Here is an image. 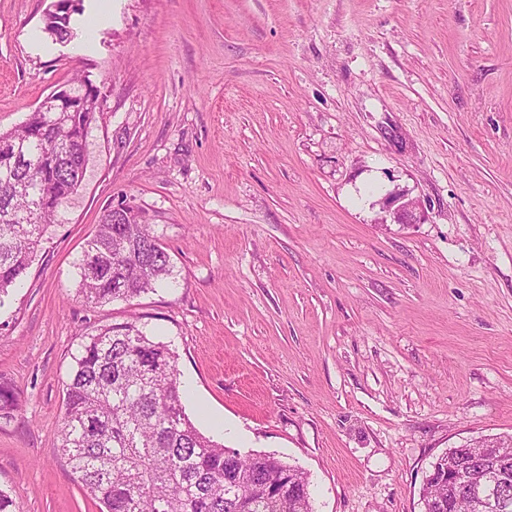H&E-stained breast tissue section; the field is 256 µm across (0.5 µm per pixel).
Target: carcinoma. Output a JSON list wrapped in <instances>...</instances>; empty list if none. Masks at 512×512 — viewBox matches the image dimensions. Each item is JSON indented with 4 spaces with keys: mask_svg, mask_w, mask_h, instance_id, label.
Here are the masks:
<instances>
[{
    "mask_svg": "<svg viewBox=\"0 0 512 512\" xmlns=\"http://www.w3.org/2000/svg\"><path fill=\"white\" fill-rule=\"evenodd\" d=\"M45 30L73 37L64 11L49 13ZM73 92L80 112L35 110L20 126L0 131V143L25 159L0 154V299L27 273L48 240L56 212L81 186L85 140L101 109V91L86 78ZM27 222H19V218ZM79 294L91 305L129 301L173 276L174 265L138 208L106 210L78 263ZM66 388L60 449L78 481L106 512H313L309 476L266 452L243 455L203 435L182 403L176 354L170 344L134 323L104 326L84 337ZM18 407V393L0 385V412ZM512 435L448 449L429 471L422 512H474L467 486L448 489L444 462L485 464L486 445ZM484 494L512 499V455Z\"/></svg>",
    "mask_w": 512,
    "mask_h": 512,
    "instance_id": "carcinoma-1",
    "label": "carcinoma"
}]
</instances>
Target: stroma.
<instances>
[{
    "label": "stroma",
    "mask_w": 512,
    "mask_h": 512,
    "mask_svg": "<svg viewBox=\"0 0 512 512\" xmlns=\"http://www.w3.org/2000/svg\"><path fill=\"white\" fill-rule=\"evenodd\" d=\"M0 0V129L88 76L78 192L0 302V487L100 512L58 449L73 357L137 321L185 411L310 477L314 512H422L449 448L512 434V0ZM418 200L398 223L390 196ZM140 208L175 277L96 307L77 263ZM64 12L65 11L63 10H60L57 13H53V11H51L47 16V22L45 25L46 32L61 42H67L73 37L70 23L66 19H63L65 16Z\"/></svg>",
    "instance_id": "obj_1"
}]
</instances>
